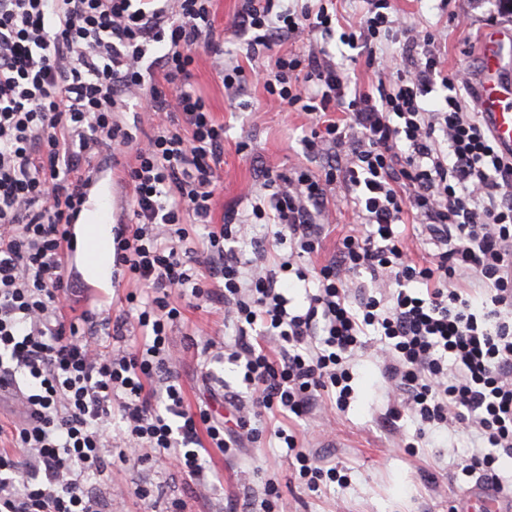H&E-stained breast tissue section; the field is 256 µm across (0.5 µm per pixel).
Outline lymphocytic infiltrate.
Masks as SVG:
<instances>
[{"label": "lymphocytic infiltrate", "instance_id": "1", "mask_svg": "<svg viewBox=\"0 0 512 512\" xmlns=\"http://www.w3.org/2000/svg\"><path fill=\"white\" fill-rule=\"evenodd\" d=\"M212 2L0 0V394L24 406L0 452V512H110L89 482L111 443L119 460L136 452L208 488L203 451L257 442L270 411L346 408L371 331L401 401L390 420L406 412L418 423L406 450L468 431L462 474L511 496L496 465L512 457V155L468 102L471 70L445 69L434 34L397 18L392 0H363L359 23L339 34L328 0L279 11L244 0L234 26L248 55L267 59L248 76L224 59ZM303 31L322 44L278 53ZM334 38L366 49L371 79L351 86L326 46ZM386 40L401 53L383 50ZM202 50L231 94L253 79L273 104L309 115L302 145L323 160L317 174L263 168L259 191L242 196L251 213L220 224L224 125L192 81ZM130 104L131 126L120 117ZM105 159L132 190L112 237L113 265L135 289L111 320V350L96 340L98 309L74 308L63 262ZM336 185L356 221L310 270L301 261L329 229ZM255 220L267 231L248 256L238 242ZM418 232L433 250L416 260ZM290 275L316 281L305 305L286 295ZM186 305L223 309L234 330L221 346L189 341L240 369L234 427L185 402L171 330ZM272 435L308 491L335 481L295 434Z\"/></svg>", "mask_w": 512, "mask_h": 512}]
</instances>
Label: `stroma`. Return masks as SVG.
<instances>
[{
	"label": "stroma",
	"instance_id": "35a3bbf8",
	"mask_svg": "<svg viewBox=\"0 0 512 512\" xmlns=\"http://www.w3.org/2000/svg\"><path fill=\"white\" fill-rule=\"evenodd\" d=\"M243 0H215V27L223 40L226 60L251 69L255 62L246 55L240 37L232 27ZM399 13L420 27L431 29L437 37L448 69L466 66L477 69L478 42L488 32H512V20L499 14L494 0H395ZM470 19L469 32L458 31L453 14ZM195 82L203 90L215 118L224 124V182L218 191L217 216L236 208L242 191L259 188V170H276L305 165L319 169V158L304 154L300 139L309 131L310 121L300 112L287 113L271 106L262 86L251 84L243 96L232 99L224 92L221 79L202 57ZM206 330L224 339V316L207 307L187 308L174 328L172 343L184 349L181 384L188 404L208 400L214 413L231 419L223 400H211V392L224 388L241 390L240 376L234 365L206 364L191 350H185L186 333ZM378 342H369L360 352L353 370V394L342 411L308 416L299 423L301 443L312 452L336 462L340 481L329 483L315 493L307 491L296 479L287 449L253 444L227 457L211 450L209 457L212 486L205 491L189 487L178 474L158 463L121 462L116 448L105 449L107 467L91 485L95 492H120L130 485L154 489L153 498L142 501L125 498L122 512H166L171 500L180 499L185 512H226L228 501L246 500L262 492L266 480H275L288 505V512H453L458 502L473 493L476 478L459 476L449 482L460 454L469 445L467 435L449 436L441 448H422L408 455L399 443L403 435L414 433L411 417H403L397 430L383 424L394 398L388 393L378 358Z\"/></svg>",
	"mask_w": 512,
	"mask_h": 512
}]
</instances>
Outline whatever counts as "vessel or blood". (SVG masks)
Instances as JSON below:
<instances>
[{
	"label": "vessel or blood",
	"instance_id": "vessel-or-blood-1",
	"mask_svg": "<svg viewBox=\"0 0 512 512\" xmlns=\"http://www.w3.org/2000/svg\"><path fill=\"white\" fill-rule=\"evenodd\" d=\"M507 32L488 33L479 53L477 108L488 125L498 149L512 153V83L502 75V48ZM480 502L484 512H512V497L500 495L493 488L480 486L476 500H462L463 512H470L473 502Z\"/></svg>",
	"mask_w": 512,
	"mask_h": 512
}]
</instances>
